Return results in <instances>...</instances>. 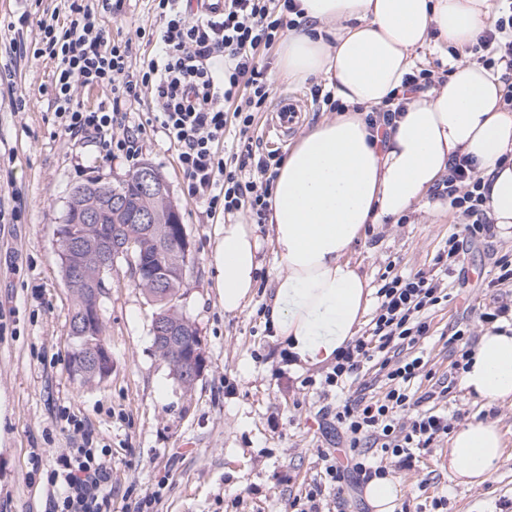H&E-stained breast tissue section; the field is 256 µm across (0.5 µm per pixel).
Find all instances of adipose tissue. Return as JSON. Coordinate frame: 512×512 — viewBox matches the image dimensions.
Here are the masks:
<instances>
[{
    "label": "adipose tissue",
    "instance_id": "obj_1",
    "mask_svg": "<svg viewBox=\"0 0 512 512\" xmlns=\"http://www.w3.org/2000/svg\"><path fill=\"white\" fill-rule=\"evenodd\" d=\"M300 25L279 43L275 75L291 84L329 81L345 106L288 145L269 198V239L282 270L265 323L294 367L332 361L355 336L371 289L350 255L369 227L414 211L439 216L430 194L452 159L473 158L490 182L488 213L512 237V111L503 84L474 62H455L447 80L404 103L392 124L366 117L401 89L432 37L464 48L493 23L491 0H296ZM261 241L241 221L225 224L212 263L224 310L241 312L257 285ZM462 386L485 404L512 403V323L487 330ZM506 448L499 427L469 421L448 440V470L478 485Z\"/></svg>",
    "mask_w": 512,
    "mask_h": 512
}]
</instances>
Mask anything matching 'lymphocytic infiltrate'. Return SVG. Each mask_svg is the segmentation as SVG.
<instances>
[{"instance_id": "f902f5d3", "label": "lymphocytic infiltrate", "mask_w": 512, "mask_h": 512, "mask_svg": "<svg viewBox=\"0 0 512 512\" xmlns=\"http://www.w3.org/2000/svg\"><path fill=\"white\" fill-rule=\"evenodd\" d=\"M65 24L44 20L35 56L55 64L52 80L54 118L62 137L94 141L99 159H137L146 131L162 133L208 213L246 214L264 223L281 155L261 151L251 129L266 103L270 86L260 48L270 47L284 30L297 27L295 0H224V11L193 13L189 0H153L161 25L157 50L131 70L129 42L105 38L101 11L120 12L123 0H66ZM496 20L475 43L469 60L499 71L503 103L512 110V0H493ZM80 87H105L112 97L94 108L81 101ZM149 89L154 110L144 120L130 119L129 106L139 89ZM235 145H226L228 135ZM462 224L448 236V265L462 266L469 241L493 234L486 209L489 187L467 158L452 161L436 188ZM379 305L363 332L341 348L324 382L342 390L357 380L365 364L380 361L385 372L379 393L358 392L337 404L333 419L350 451L347 462L320 456L322 476L293 512H323L326 490L342 489L347 479L369 482L386 476L385 458L409 469L420 455L446 436L448 417L433 407L435 391L416 394L414 379L426 367L412 350L430 333L428 313L447 300L435 274L419 270L382 274ZM407 426H399L401 415ZM51 512H111L112 467L103 448H72L61 454L49 476Z\"/></svg>"}]
</instances>
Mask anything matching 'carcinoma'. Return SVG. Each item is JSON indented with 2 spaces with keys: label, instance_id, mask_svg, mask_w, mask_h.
<instances>
[{
  "label": "carcinoma",
  "instance_id": "obj_1",
  "mask_svg": "<svg viewBox=\"0 0 512 512\" xmlns=\"http://www.w3.org/2000/svg\"><path fill=\"white\" fill-rule=\"evenodd\" d=\"M135 177L133 173L114 182L93 178L77 185L62 224L56 229L62 272L76 267L84 269V281L71 289L75 300L71 317L73 323L82 322L85 312L96 303V291L103 290L105 286V278L100 276L91 255L100 252L105 241L112 239V226L116 224L122 227L123 238L129 242V246L127 252L112 256L111 262L125 259L140 265L142 274L134 280V284L140 288L147 302L154 306L155 313L166 311L170 318L183 320L175 302L187 283L179 272V263L184 258L166 249L172 225L179 223L178 208L168 196L155 197L141 192ZM92 208L104 211V223H80L83 213ZM140 212L153 213L155 222L148 225L136 223L135 215ZM73 231L82 234L85 250L76 252L70 247L68 237ZM95 332V327H90L85 339L103 341L104 337L95 335ZM83 340L72 339L71 368L81 371L80 381H97L99 376L91 372L82 357Z\"/></svg>",
  "mask_w": 512,
  "mask_h": 512
}]
</instances>
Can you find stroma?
<instances>
[{"label": "stroma", "mask_w": 512, "mask_h": 512, "mask_svg": "<svg viewBox=\"0 0 512 512\" xmlns=\"http://www.w3.org/2000/svg\"><path fill=\"white\" fill-rule=\"evenodd\" d=\"M27 48L40 38L39 20L65 19L63 0H0V208L11 209L22 191L21 223L0 224V512H49L48 476L65 448L90 432L112 454V512H137L153 498L152 512H291V501L316 478L320 454L343 438L322 406L336 398L323 383L328 364L296 369L262 320L280 266L270 246L259 258L255 295L239 313L224 311L211 264L224 219L207 215L189 196L175 151L162 134L147 133L139 160L164 176L191 246L193 265L177 308L198 329L205 368L192 388H182L153 346L154 309L133 284L131 269L117 261L100 297L112 372L81 384L70 368L72 299L59 258L56 228L73 188L86 180L115 181L136 164L117 158L102 164L95 144L68 143L59 136L52 107L54 64L15 54L11 43L20 15ZM155 23L151 0H125L121 12L104 13L102 30L130 41L139 64L152 43L137 27ZM455 218L409 214L385 224L354 247L352 261L369 283L386 270L407 273L432 268ZM512 257V239L501 236L470 246L465 275L447 271V304L432 311L431 334L419 341L433 373L417 379L428 391L448 376L455 358L443 341L457 323L473 340L487 328L483 313L512 304V287H490L495 262ZM313 378L303 386L304 378ZM451 426L483 419L497 422L507 448L494 476L479 485L458 483L442 467L447 441L410 470L398 471L404 494L396 512H512V405L486 406L453 386L437 403ZM84 424L75 432L65 421ZM443 508H433L436 499Z\"/></svg>", "instance_id": "35a3bbf8"}]
</instances>
